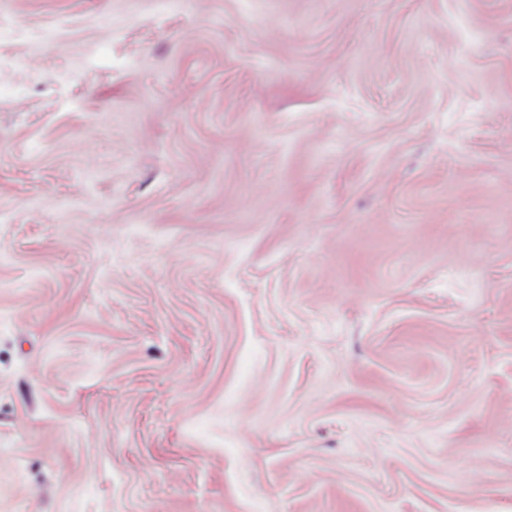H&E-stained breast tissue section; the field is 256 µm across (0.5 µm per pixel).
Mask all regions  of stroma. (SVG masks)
<instances>
[{
	"label": "stroma",
	"mask_w": 512,
	"mask_h": 512,
	"mask_svg": "<svg viewBox=\"0 0 512 512\" xmlns=\"http://www.w3.org/2000/svg\"><path fill=\"white\" fill-rule=\"evenodd\" d=\"M0 512H512V0H0Z\"/></svg>",
	"instance_id": "1"
}]
</instances>
